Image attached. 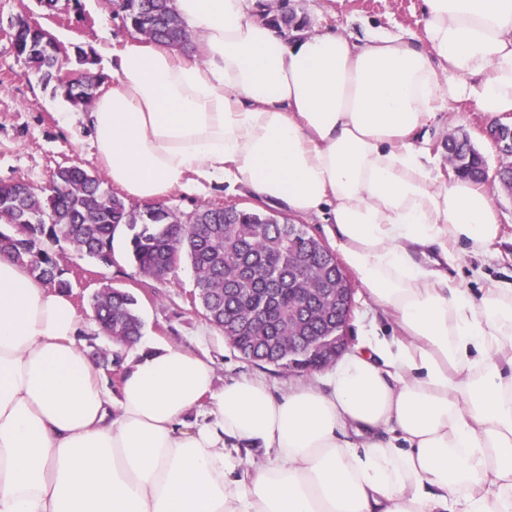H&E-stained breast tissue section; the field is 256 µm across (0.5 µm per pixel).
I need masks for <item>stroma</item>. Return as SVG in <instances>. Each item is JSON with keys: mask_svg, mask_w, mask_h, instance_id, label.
Segmentation results:
<instances>
[{"mask_svg": "<svg viewBox=\"0 0 512 512\" xmlns=\"http://www.w3.org/2000/svg\"><path fill=\"white\" fill-rule=\"evenodd\" d=\"M304 16L311 32L362 35L375 25L393 33L419 38L423 35V0H292ZM28 20L47 29L66 51L75 46L99 47L108 42L121 49L132 34L111 9L108 0H59V10L43 11L38 0H0V182L21 180L37 187L47 186L58 166L80 164L99 172L91 146L88 112L65 103L60 95L43 87L39 78L28 73L14 51L9 36L12 25ZM492 117L478 112L472 102L450 103L424 143L438 161L432 176L437 184L452 177L448 162L449 133H464L487 160L488 170H496L500 157L486 134ZM493 201L501 219V235L486 256L458 254L449 265L450 275L463 279L470 293L501 280L512 281V194L495 189ZM178 213H191L211 204L234 205L248 209L252 201L246 194L229 191L226 185L197 179L172 190L164 199ZM116 259L105 267L83 258L81 275L72 279L70 299L79 317V332L97 335L98 345H107L98 336L91 318L89 297L109 283L134 292L143 320L142 340L152 346L182 345L208 356L214 363L218 382L242 376L263 378L274 394H281L299 373L274 365L257 366L241 358L212 326L200 307L191 304L194 274L188 261H181L167 279L153 281L139 274L126 257L124 239L114 243ZM394 323L368 299L363 286H356L354 307L349 321L351 342L366 335H391Z\"/></svg>", "mask_w": 512, "mask_h": 512, "instance_id": "stroma-1", "label": "stroma"}]
</instances>
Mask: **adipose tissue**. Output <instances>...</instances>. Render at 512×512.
Wrapping results in <instances>:
<instances>
[{"instance_id":"ef3b65f1","label":"adipose tissue","mask_w":512,"mask_h":512,"mask_svg":"<svg viewBox=\"0 0 512 512\" xmlns=\"http://www.w3.org/2000/svg\"><path fill=\"white\" fill-rule=\"evenodd\" d=\"M199 46L128 41L89 126L139 202L188 175L330 224L389 336L274 395L136 344L112 391L67 294L0 255V512H512V282L486 185H436L415 142L445 104L512 112V0H424L423 36L284 37L247 0H173ZM493 201L501 219L500 240L488 256L464 254L458 250L456 260L448 264V273L462 278L464 288L478 294L481 288H488L501 280L512 281V193L502 190L496 183ZM479 270L480 274L474 272Z\"/></svg>"}]
</instances>
